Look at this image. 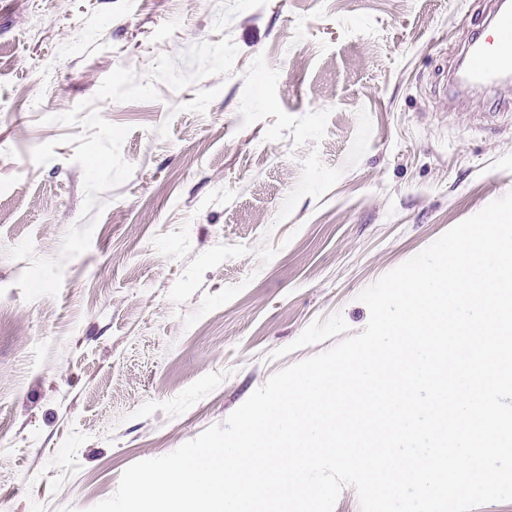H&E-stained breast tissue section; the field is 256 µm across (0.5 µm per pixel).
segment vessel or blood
Listing matches in <instances>:
<instances>
[{"instance_id": "1", "label": "vessel or blood", "mask_w": 512, "mask_h": 512, "mask_svg": "<svg viewBox=\"0 0 512 512\" xmlns=\"http://www.w3.org/2000/svg\"><path fill=\"white\" fill-rule=\"evenodd\" d=\"M512 42V0H492L485 26L473 33L448 72V82L466 95L484 86L512 80V55L502 52Z\"/></svg>"}]
</instances>
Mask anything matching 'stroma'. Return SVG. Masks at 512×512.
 <instances>
[{"instance_id":"1","label":"stroma","mask_w":512,"mask_h":512,"mask_svg":"<svg viewBox=\"0 0 512 512\" xmlns=\"http://www.w3.org/2000/svg\"><path fill=\"white\" fill-rule=\"evenodd\" d=\"M477 0H0V512H88L131 464L223 423L275 372L360 333L359 293L512 192V111L436 81ZM231 37L232 72L129 127L121 186L58 296L27 261L85 226L56 116L115 68ZM55 142L56 157L31 153Z\"/></svg>"}]
</instances>
